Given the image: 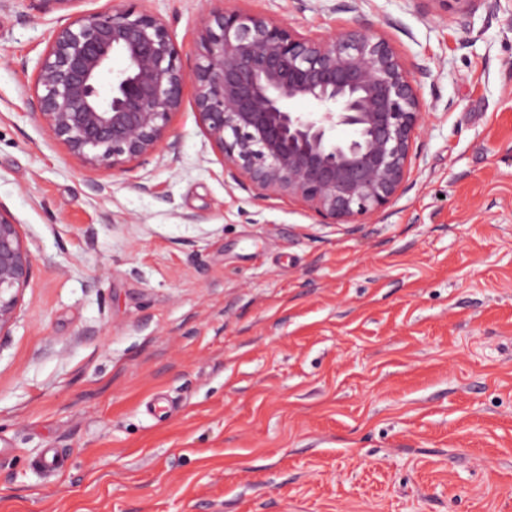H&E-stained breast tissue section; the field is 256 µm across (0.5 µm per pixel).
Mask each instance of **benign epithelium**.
Here are the masks:
<instances>
[{
  "label": "benign epithelium",
  "mask_w": 512,
  "mask_h": 512,
  "mask_svg": "<svg viewBox=\"0 0 512 512\" xmlns=\"http://www.w3.org/2000/svg\"><path fill=\"white\" fill-rule=\"evenodd\" d=\"M196 49L187 73L156 16L132 4L80 12L49 37L32 112L84 167L125 169L167 141L190 83L225 164L261 196L299 199L321 224H349L397 197L423 112L397 51L370 26L318 37L229 10L201 27ZM297 101L311 108L299 112ZM31 272L18 224L0 209V333Z\"/></svg>",
  "instance_id": "7a95c632"
}]
</instances>
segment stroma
<instances>
[{
	"label": "stroma",
	"instance_id": "obj_1",
	"mask_svg": "<svg viewBox=\"0 0 512 512\" xmlns=\"http://www.w3.org/2000/svg\"><path fill=\"white\" fill-rule=\"evenodd\" d=\"M138 0L184 71L218 10L398 50L424 129L383 211L263 198L199 123L91 172L30 109L76 9L0 0V512H512V0ZM93 182L103 192L90 190ZM31 272L32 256L18 224L0 208V334L13 324L19 295L27 287Z\"/></svg>",
	"mask_w": 512,
	"mask_h": 512
}]
</instances>
